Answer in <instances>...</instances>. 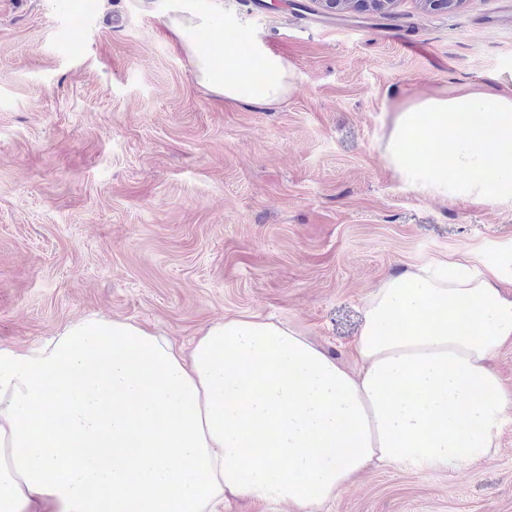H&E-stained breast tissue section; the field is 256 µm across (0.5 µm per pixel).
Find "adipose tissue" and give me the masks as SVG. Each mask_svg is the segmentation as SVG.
<instances>
[{
  "mask_svg": "<svg viewBox=\"0 0 512 512\" xmlns=\"http://www.w3.org/2000/svg\"><path fill=\"white\" fill-rule=\"evenodd\" d=\"M168 28L225 100L292 94L287 59L259 37L219 66L207 48L223 20L182 10ZM382 157L426 197L512 208V86L414 96ZM508 344L512 297L462 261L369 293L355 370L257 315L213 323L187 354L132 322L77 321L43 348L0 349V512H223L229 496L316 512L376 461L464 470L512 420L490 364Z\"/></svg>",
  "mask_w": 512,
  "mask_h": 512,
  "instance_id": "obj_1",
  "label": "adipose tissue"
}]
</instances>
